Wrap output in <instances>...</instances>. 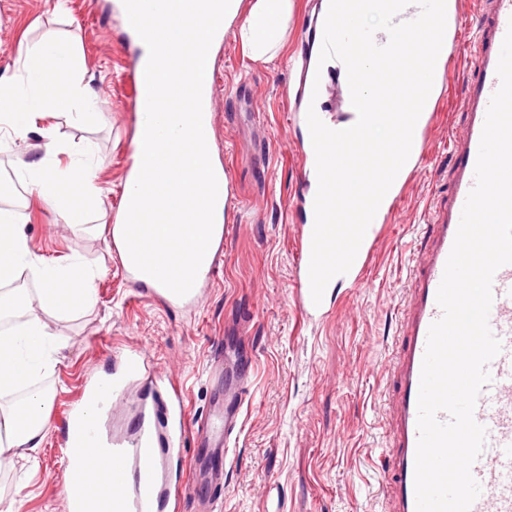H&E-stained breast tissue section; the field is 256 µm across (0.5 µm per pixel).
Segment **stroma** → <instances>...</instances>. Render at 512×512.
Returning a JSON list of instances; mask_svg holds the SVG:
<instances>
[{"mask_svg": "<svg viewBox=\"0 0 512 512\" xmlns=\"http://www.w3.org/2000/svg\"><path fill=\"white\" fill-rule=\"evenodd\" d=\"M320 0H296L279 56L252 61L225 36L212 63L213 142L233 190L224 222L227 240L213 277L194 307H171L135 291L119 266L108 232L120 213V191L132 163L129 144L137 121L132 76L140 49L124 32L115 0H0V77L21 81L17 46L58 39L83 59V78L97 97L90 119L66 110L44 113L38 130L0 152V208L13 207L33 250L48 265L79 259L98 270L96 303L67 315L44 314L63 342L57 362L42 371L39 388L54 398L36 462L21 457L0 467V500L15 512H67L62 492L65 409L83 384L111 372L119 351L138 345L156 373L185 391L189 420L223 405L243 368H250L242 427L224 469L211 485L216 512H385L379 480L386 406L381 397L390 353L400 335L396 308L408 275L427 244L424 208L446 196L453 182L452 140L467 121L463 98L474 32L457 27L449 48L456 61L440 95L429 136V163L407 182L365 272L366 287L338 285L330 317L307 316L291 284L297 224L289 205L302 184L299 131L285 118L306 56L303 29ZM94 167L103 194L84 230L30 187L20 186L24 163L46 157L48 142ZM149 380L130 385L108 433L128 429L142 404L159 399Z\"/></svg>", "mask_w": 512, "mask_h": 512, "instance_id": "obj_1", "label": "stroma"}]
</instances>
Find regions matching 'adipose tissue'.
<instances>
[{
    "label": "adipose tissue",
    "instance_id": "1",
    "mask_svg": "<svg viewBox=\"0 0 512 512\" xmlns=\"http://www.w3.org/2000/svg\"><path fill=\"white\" fill-rule=\"evenodd\" d=\"M184 9L167 17L146 16L132 31L142 49L140 67L155 71L157 83L149 102L140 104L135 140L153 137L157 150L149 170L134 167L124 182L126 208H138L159 217L156 238L168 245L177 260V274L197 273L195 254L188 247L197 223L212 224L216 216L199 192L202 177L219 171L211 142L199 130L209 122L208 73L211 61L197 58L181 70L190 44L208 40L217 44L226 33L239 37L250 58L274 60L285 43L293 0H181ZM24 86L0 79V123L19 137L34 129L36 115L61 106L80 111L93 103V93L80 75L75 47L67 42L36 43L20 50ZM181 149L175 159L167 154L172 144ZM19 178L60 213L72 230H80L84 216L102 193L93 169L81 160L61 165L40 159L24 164ZM84 186L81 199L68 192L71 184ZM37 285L35 294L20 288L21 277ZM95 276L81 263L50 267L34 254L16 215L0 209V315L15 318L14 326L0 331V465L13 456L35 458L49 417L51 393L33 388L31 381L62 349L46 322L28 316L31 302L57 314L74 304L92 307ZM24 391L21 404H3V397Z\"/></svg>",
    "mask_w": 512,
    "mask_h": 512
}]
</instances>
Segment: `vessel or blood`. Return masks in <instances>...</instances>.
Here are the masks:
<instances>
[{"instance_id": "vessel-or-blood-1", "label": "vessel or blood", "mask_w": 512, "mask_h": 512, "mask_svg": "<svg viewBox=\"0 0 512 512\" xmlns=\"http://www.w3.org/2000/svg\"><path fill=\"white\" fill-rule=\"evenodd\" d=\"M471 25L476 37L472 78L463 101L467 127L453 141V188L429 212L431 245L414 275L409 299L401 312L406 341L392 366L399 386L389 423L392 460L383 485L388 512H416L414 471L421 366L429 327L442 316L436 301L437 291L463 207L475 184V165L489 102L500 85L496 68L503 39L512 26V0H488L487 9L480 11ZM427 160V139L414 140L410 157L395 179L396 186H404L407 176L424 170ZM303 207L305 217L298 226L292 288L305 314L324 317L331 309L328 303H313L308 274L314 227L313 198H304ZM383 230L384 215L379 212L366 231L353 265L342 275V282L354 285L362 280ZM152 234V224L133 216L114 249L137 255L151 279L158 281V288L151 291L152 297L163 301H197L200 281L174 276L168 264L157 258ZM492 290L489 325L501 340L502 350L488 365L492 381L479 394L474 411L475 420L485 427L487 435L484 448L471 468L482 487L471 512H512V264L497 270ZM120 363V372L112 376L111 390H102L97 382L85 386L66 413L70 432L65 448L68 467L82 464L85 450L100 448L112 474L111 483L104 487L65 483L68 512H102L107 504L113 512H166L174 488L169 464L181 459L188 434L197 438L205 473L214 476L223 474L229 443L239 430L243 396H236L233 404L221 412L208 414L192 428L187 424L183 393L174 387L167 390L160 404L137 415L131 431L102 440L97 430L99 417L111 413L128 383L147 374L149 356L145 349L131 347L121 355Z\"/></svg>"}]
</instances>
